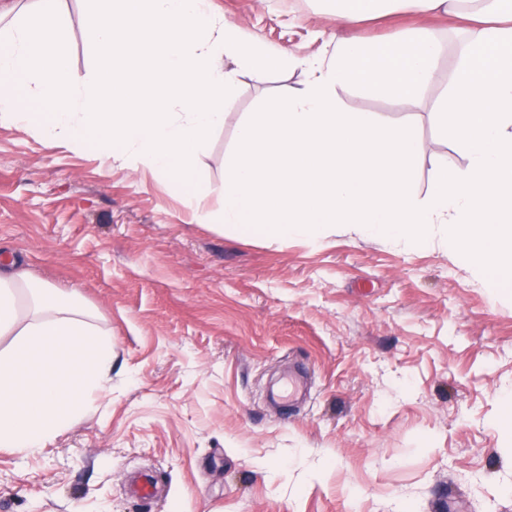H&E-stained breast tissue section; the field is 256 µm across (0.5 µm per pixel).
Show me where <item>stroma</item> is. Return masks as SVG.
Masks as SVG:
<instances>
[{
    "label": "stroma",
    "instance_id": "obj_1",
    "mask_svg": "<svg viewBox=\"0 0 512 512\" xmlns=\"http://www.w3.org/2000/svg\"><path fill=\"white\" fill-rule=\"evenodd\" d=\"M248 39L295 55L337 36L447 40L414 98L341 87L350 112L413 127L414 190L467 157L433 123L460 59L458 21L397 13L344 29L313 0H213ZM67 67L96 73L87 0H61ZM301 70L241 75L196 157L200 198L93 150L0 126V263L76 292L112 331V380L41 452L0 448V512H512V287L490 286L435 225L404 248L345 226L242 236L215 225L239 127ZM309 392L283 411L271 376ZM141 473L153 501L130 495Z\"/></svg>",
    "mask_w": 512,
    "mask_h": 512
}]
</instances>
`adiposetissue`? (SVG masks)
<instances>
[{
  "instance_id": "1",
  "label": "adipose tissue",
  "mask_w": 512,
  "mask_h": 512,
  "mask_svg": "<svg viewBox=\"0 0 512 512\" xmlns=\"http://www.w3.org/2000/svg\"><path fill=\"white\" fill-rule=\"evenodd\" d=\"M112 332L73 293L0 264V448H45L104 389Z\"/></svg>"
}]
</instances>
